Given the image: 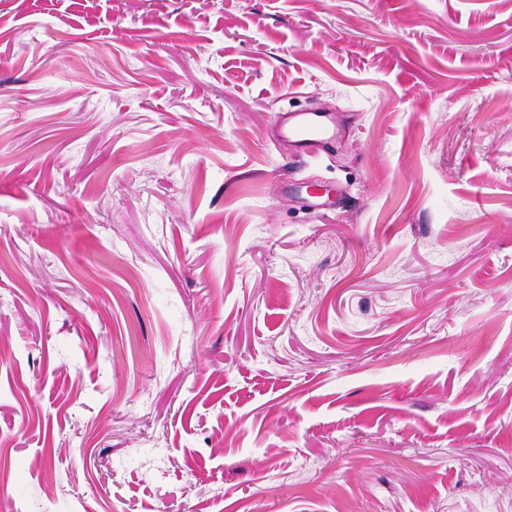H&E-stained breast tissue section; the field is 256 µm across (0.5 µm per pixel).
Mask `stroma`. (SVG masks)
<instances>
[{
    "label": "stroma",
    "instance_id": "stroma-1",
    "mask_svg": "<svg viewBox=\"0 0 512 512\" xmlns=\"http://www.w3.org/2000/svg\"><path fill=\"white\" fill-rule=\"evenodd\" d=\"M0 512H512V0H0ZM272 124L297 149L317 147L336 135L334 121L326 112H275Z\"/></svg>",
    "mask_w": 512,
    "mask_h": 512
}]
</instances>
